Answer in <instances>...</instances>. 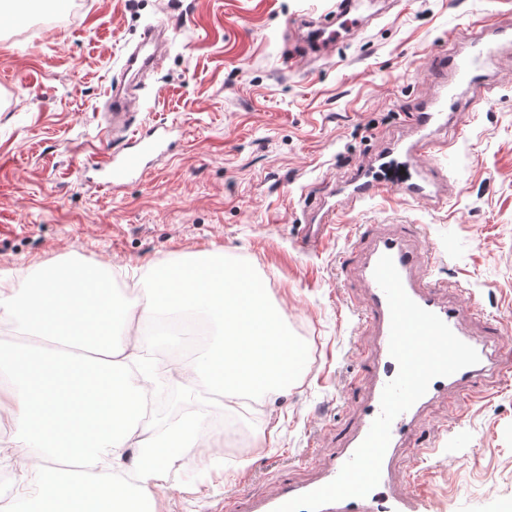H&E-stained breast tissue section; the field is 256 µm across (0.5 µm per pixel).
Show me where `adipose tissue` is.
Listing matches in <instances>:
<instances>
[{
    "label": "adipose tissue",
    "instance_id": "adipose-tissue-1",
    "mask_svg": "<svg viewBox=\"0 0 512 512\" xmlns=\"http://www.w3.org/2000/svg\"><path fill=\"white\" fill-rule=\"evenodd\" d=\"M215 255L183 260L184 277L193 281L186 290L185 300L173 299L163 284L151 283L147 302L118 304L101 295L97 284L106 272L98 265L87 266L86 278H79L73 266L66 265L37 272L26 280L24 287L12 288L0 282V315L14 321L27 343L0 339V373L7 379L0 384V408L6 410L15 432L17 445L29 447L41 443V454L26 456L12 483L22 508H29L25 488L37 482L43 492L40 512H125L126 489L114 482L97 479L99 470L119 465L128 449L137 451V506L132 512H156L153 487L164 479L177 459L178 449H191L201 439L206 415L194 412L155 432L135 420L139 401L145 392L144 383H130L132 366L141 360L139 344L119 339L106 332L100 341L93 342L75 330L69 315L71 300L92 295L93 301L84 306L85 314L95 321L126 322L135 318L152 320L160 309L178 312L181 302L209 316L218 332L214 343L202 358L170 368L171 380L184 384L194 379L216 383L226 372L228 353L250 359L255 381L247 391L254 402L265 404L280 395L285 385L284 355L289 348V336L277 327L278 317L268 311L263 302H256L253 320L265 328L268 339L264 350L253 351L249 344L228 342L225 315L235 308L236 301L223 281L207 278L203 269L215 262ZM79 347L93 351L89 365L99 373L104 398L102 419L98 427L72 442V421L86 412L82 397L53 391L37 390L29 379L30 370L43 377L57 373L64 351ZM121 375L127 384L113 386V375Z\"/></svg>",
    "mask_w": 512,
    "mask_h": 512
}]
</instances>
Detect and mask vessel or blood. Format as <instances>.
Instances as JSON below:
<instances>
[{
    "mask_svg": "<svg viewBox=\"0 0 512 512\" xmlns=\"http://www.w3.org/2000/svg\"><path fill=\"white\" fill-rule=\"evenodd\" d=\"M361 7V0H338L335 12L310 18L309 23L317 27L320 33L326 34L333 45L339 46L343 43L344 30L358 24ZM153 35V27L143 30L139 42L123 61L124 72L143 74L155 68L156 56L147 50ZM511 42L512 23L502 21L468 34L463 51L434 56L432 70L437 93L403 118L405 126L414 133L413 139L406 145L408 152L419 158L439 151L442 142L437 133L447 129L452 112L459 107L461 91L471 92L478 103L495 95L497 85L489 81L488 71L501 45ZM118 132L126 139L128 148L123 153L113 155L99 168V184L104 188L118 187L142 176L151 158L170 148L168 136L171 129L167 126L153 128L143 136L124 121ZM443 185V180L426 172L416 179L391 185L379 180L374 168L359 167L345 181L342 203L344 207L354 209L370 200L394 193L417 205H435L441 201ZM315 214L313 223L304 225L302 230L301 244L307 249L316 248L332 230L330 210L320 204ZM360 230V237L366 240L367 249L358 267L357 277L367 296L363 307L355 311L354 316L357 325L373 327L375 337L374 350L366 370L369 391L361 407L359 421L348 433L336 456L323 465L317 484L281 482L261 499L257 512H274L283 503L313 491L315 485L323 486L335 479L380 413L383 388L399 370L389 352L388 302L374 278L375 266L382 255L392 257L408 296L422 308L438 315L459 339L475 348L480 361L452 375L433 379L426 394L394 420L391 440L382 461L380 482L375 489L363 498L349 497L327 504L321 512H416L420 498L410 491L405 477L395 466L399 448L419 426L425 409L435 399L447 394L456 400H464L498 370L499 361L495 356L498 338L496 320H489L483 336L475 337L465 331L462 325L464 313L477 315L481 308L475 302L464 308L448 299V283L434 276L431 262L417 245L418 224L411 220L400 222L390 233L375 230L369 224L361 225Z\"/></svg>",
    "mask_w": 512,
    "mask_h": 512,
    "instance_id": "obj_1",
    "label": "vessel or blood"
}]
</instances>
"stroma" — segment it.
<instances>
[{
	"label": "stroma",
	"instance_id": "stroma-1",
	"mask_svg": "<svg viewBox=\"0 0 512 512\" xmlns=\"http://www.w3.org/2000/svg\"><path fill=\"white\" fill-rule=\"evenodd\" d=\"M498 0H366L363 29L328 57L289 66L287 24L335 11L334 0H73L61 22L17 28L0 16V279L69 261L117 268L128 295L142 297L153 265L220 251L272 284L288 327L307 338L299 379L263 409L228 410L205 400L237 432L272 442L246 470L219 443L190 452L154 488L158 512H239L281 481L310 483L359 418V385L372 350L352 312L365 291L353 276L358 225L407 217L422 224L419 247L457 302L478 301L500 326L497 375L466 401L435 400L399 451L397 468L421 512H512V48L490 71L500 94L463 113L452 153L415 159L389 153L409 140L401 115L433 91L435 53L494 22ZM174 39L158 67L130 93L129 116L149 130L173 127L174 143L146 177L105 191L80 181V166L121 150L104 132L107 100L122 59L143 29ZM399 182L419 167L441 170L447 202L415 206L376 198L336 216L315 250L299 247L314 197L333 194L371 157Z\"/></svg>",
	"mask_w": 512,
	"mask_h": 512
}]
</instances>
